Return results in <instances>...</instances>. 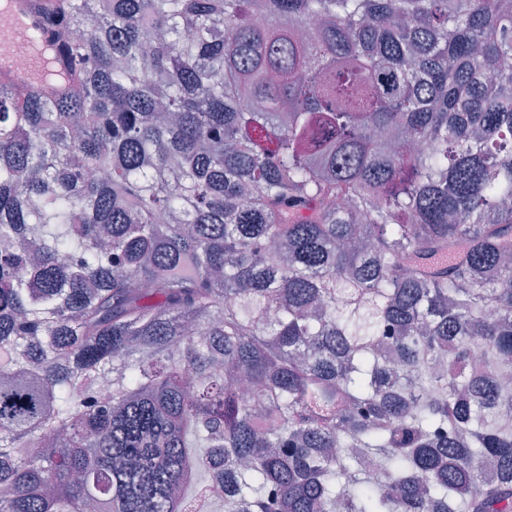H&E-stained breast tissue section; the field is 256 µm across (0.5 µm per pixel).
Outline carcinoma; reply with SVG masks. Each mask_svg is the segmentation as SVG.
<instances>
[{
    "mask_svg": "<svg viewBox=\"0 0 512 512\" xmlns=\"http://www.w3.org/2000/svg\"><path fill=\"white\" fill-rule=\"evenodd\" d=\"M48 26L70 89L0 90V512H512V0Z\"/></svg>",
    "mask_w": 512,
    "mask_h": 512,
    "instance_id": "carcinoma-1",
    "label": "carcinoma"
}]
</instances>
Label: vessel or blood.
Wrapping results in <instances>:
<instances>
[{
    "label": "vessel or blood",
    "instance_id": "obj_1",
    "mask_svg": "<svg viewBox=\"0 0 512 512\" xmlns=\"http://www.w3.org/2000/svg\"><path fill=\"white\" fill-rule=\"evenodd\" d=\"M55 5V0H6L0 7V86L14 88L28 84V73L16 70L13 65L15 55L28 53L37 65H51L54 79L48 80L46 90L56 95L69 88L72 72L60 57L55 37L43 31ZM38 30L42 37L35 49L25 50L21 37Z\"/></svg>",
    "mask_w": 512,
    "mask_h": 512
}]
</instances>
